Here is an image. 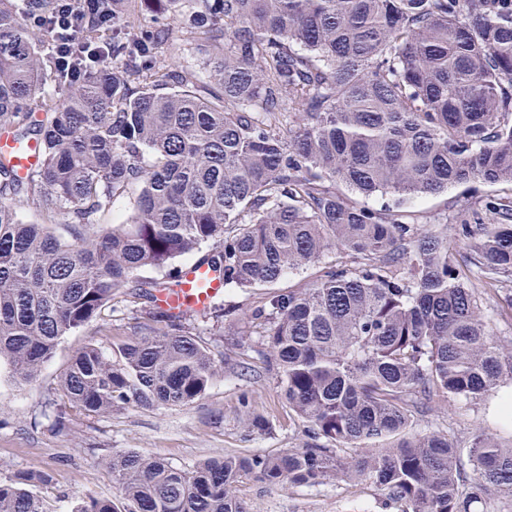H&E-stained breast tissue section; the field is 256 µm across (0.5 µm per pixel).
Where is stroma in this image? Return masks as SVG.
<instances>
[{
  "label": "stroma",
  "mask_w": 512,
  "mask_h": 512,
  "mask_svg": "<svg viewBox=\"0 0 512 512\" xmlns=\"http://www.w3.org/2000/svg\"><path fill=\"white\" fill-rule=\"evenodd\" d=\"M167 25L170 39L162 49V60L202 72L198 34L173 19ZM490 192V186L483 184L458 187L421 199L413 208L432 224L451 226L471 218L479 198ZM265 294L262 288H228L208 315L191 318L192 326L217 338L215 359L228 352L235 326L242 324ZM114 306L111 330H103L94 321L65 336L34 381L23 382L9 370L0 371V483L23 471L46 474V481L35 484L34 493L45 500L51 512H71L86 495H117L118 487L105 466L116 454L136 450L189 470L210 457L267 454L306 441L304 425L280 398L274 373L256 360L246 373L225 366L222 375L193 404L150 410L130 407L107 415L75 417L65 431H55L46 404L73 352L87 342L110 350L114 342L132 333L135 323L149 320L145 309H132L124 294H117ZM228 310L233 313L229 319L224 316ZM252 414L268 419L265 431L244 430L242 421ZM437 427L451 428L464 444L479 427L499 434L502 440L512 439V430L499 427L491 407L482 404L455 403L418 418L415 424L419 431ZM238 495L250 512H393L385 505L383 491L368 481L273 489L249 476L239 484Z\"/></svg>",
  "instance_id": "obj_1"
}]
</instances>
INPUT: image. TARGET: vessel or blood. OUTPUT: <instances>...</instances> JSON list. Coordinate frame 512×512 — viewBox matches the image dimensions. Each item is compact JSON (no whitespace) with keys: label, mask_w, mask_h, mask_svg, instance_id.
Instances as JSON below:
<instances>
[{"label":"vessel or blood","mask_w":512,"mask_h":512,"mask_svg":"<svg viewBox=\"0 0 512 512\" xmlns=\"http://www.w3.org/2000/svg\"><path fill=\"white\" fill-rule=\"evenodd\" d=\"M0 159L8 161L18 177H28L40 162V150L36 142L18 143L9 129L0 128ZM181 285L174 291H162L158 295L161 308L172 312L203 314L208 312L213 300L223 294L224 281L207 265L192 262L180 270Z\"/></svg>","instance_id":"1"}]
</instances>
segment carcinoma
<instances>
[{"mask_svg":"<svg viewBox=\"0 0 512 512\" xmlns=\"http://www.w3.org/2000/svg\"><path fill=\"white\" fill-rule=\"evenodd\" d=\"M26 13L28 28L0 0V127L41 147L25 179L0 161V362L30 381L64 336L112 331L119 289L153 306L111 351L72 355L56 424L185 406L219 376L212 341L157 304L178 259L208 244L224 284L253 289L336 254L239 331L310 441L191 470L128 451L106 462L119 495L72 512H249L247 476L370 481L398 512L511 499V444L479 431L463 447L413 421L512 380V336L491 317L512 321V0H26ZM171 14L206 35L207 82L160 65ZM65 16L82 43L42 56ZM47 76L66 98H35ZM473 182L501 189L478 201L482 224L435 230L408 207ZM128 192L125 221L95 223ZM21 194L70 238L21 221ZM145 269L166 280L135 278ZM44 480L0 484V512H50L29 489Z\"/></svg>","mask_w":512,"mask_h":512,"instance_id":"1","label":"carcinoma"}]
</instances>
